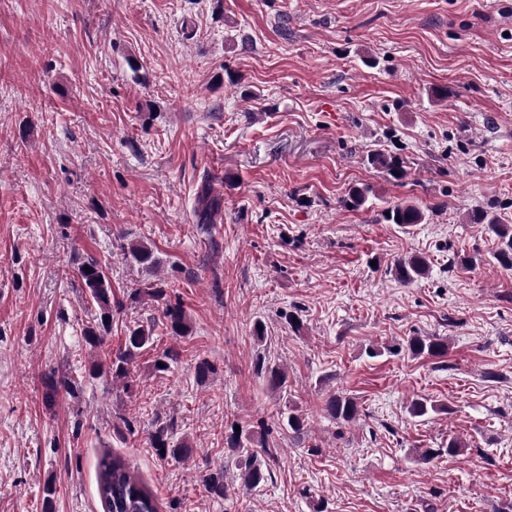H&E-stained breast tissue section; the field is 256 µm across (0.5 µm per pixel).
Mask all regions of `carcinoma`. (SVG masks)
I'll use <instances>...</instances> for the list:
<instances>
[{
	"label": "carcinoma",
	"mask_w": 512,
	"mask_h": 512,
	"mask_svg": "<svg viewBox=\"0 0 512 512\" xmlns=\"http://www.w3.org/2000/svg\"><path fill=\"white\" fill-rule=\"evenodd\" d=\"M203 207L200 212L199 224L209 226L219 208V201L210 197L209 191L202 194ZM390 216L386 220L391 224L400 226L417 224L422 220V213L413 205L398 204L388 209ZM482 223V232L496 242L493 258L504 268L512 269V226L501 224L495 217L484 214L477 217ZM123 256L141 266L153 268L158 265V259L153 250L141 242H129L120 245ZM90 271H85V268ZM394 277L402 284H409L422 277L427 271V261L420 256L401 258L390 267ZM82 284L96 305L99 314L98 326L109 331L112 323V281L102 265L91 259L78 269ZM150 296L157 303L158 311L162 317V325L173 336H183L188 332L184 310L178 304H172L165 298L162 288H156ZM154 344V327L135 323L126 328L124 342L116 350L106 353L105 361H96L89 366V375L100 378L103 375L111 376L124 381L125 388H130L136 382L132 374L131 365L136 356L146 347ZM407 351L414 358L443 356L447 353L448 345L437 336H413L405 346H392L388 352L397 355ZM257 373L266 376L271 388L277 390L286 385L285 371L277 364L257 362ZM327 412L334 418L344 422H351L358 415L356 403L343 395L334 394L326 403ZM437 411V406L427 399L411 402L408 413L413 418H420ZM175 428V420L169 419L159 423L150 433L153 447L165 450V454L174 458L190 455L192 448L189 445L171 444V433ZM254 441L248 434L241 432L231 436L226 441L227 448L240 462L239 478L241 487L245 491H255L264 485L266 477L258 455L253 449ZM99 494L104 504L105 512H157L152 494L139 483L129 472L122 459L106 454L99 460ZM205 489L212 495L222 497L226 493L224 472L214 471L202 475Z\"/></svg>",
	"instance_id": "carcinoma-1"
}]
</instances>
